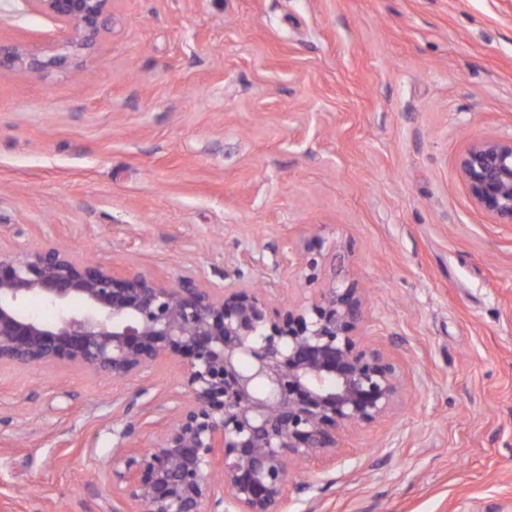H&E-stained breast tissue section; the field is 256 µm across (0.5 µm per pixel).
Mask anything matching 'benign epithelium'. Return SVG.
Segmentation results:
<instances>
[{
	"label": "benign epithelium",
	"mask_w": 512,
	"mask_h": 512,
	"mask_svg": "<svg viewBox=\"0 0 512 512\" xmlns=\"http://www.w3.org/2000/svg\"><path fill=\"white\" fill-rule=\"evenodd\" d=\"M55 20L62 45L0 44V68L38 73L92 49L112 0H23ZM459 171L476 207L512 224V137L473 142ZM40 297L45 321L22 304ZM363 296L331 283L279 310L255 288L220 293L116 271L54 247L0 252V366L67 363L125 379L182 363L190 400L146 448L117 447L112 492L136 512H283L288 466L336 458L343 435L398 403L401 367L360 334Z\"/></svg>",
	"instance_id": "7a95c632"
}]
</instances>
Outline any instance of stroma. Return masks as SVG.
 <instances>
[{
	"instance_id": "stroma-1",
	"label": "stroma",
	"mask_w": 512,
	"mask_h": 512,
	"mask_svg": "<svg viewBox=\"0 0 512 512\" xmlns=\"http://www.w3.org/2000/svg\"><path fill=\"white\" fill-rule=\"evenodd\" d=\"M60 39L0 0L1 43ZM510 136L512 0H114L76 63L0 70V250L282 309L354 285L401 400L285 512H512V224L458 169ZM186 399L173 359L1 367L0 512H114L116 431L149 446Z\"/></svg>"
}]
</instances>
